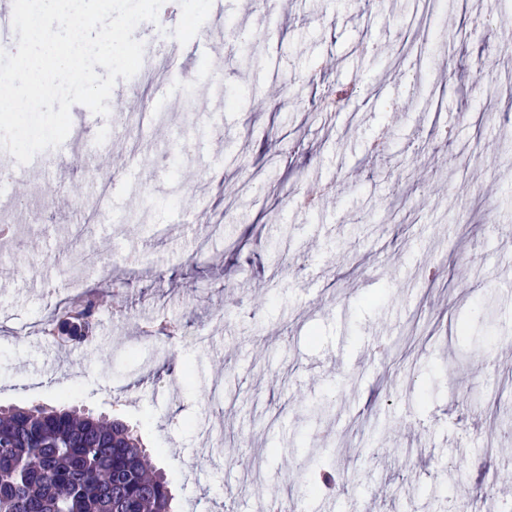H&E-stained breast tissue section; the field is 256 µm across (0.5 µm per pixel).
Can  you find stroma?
<instances>
[{"mask_svg":"<svg viewBox=\"0 0 512 512\" xmlns=\"http://www.w3.org/2000/svg\"><path fill=\"white\" fill-rule=\"evenodd\" d=\"M138 29L139 85L193 83L112 173L140 175L120 215L82 160L40 152L0 257V407L123 419L176 512H256L309 455L337 462L319 512H494L512 501V0H179ZM188 30L168 62L171 33ZM486 57L482 71L474 62ZM233 82H225V73ZM340 88L350 96L328 102ZM397 110H390V103ZM224 122L211 125L207 111ZM333 189L301 205L316 183ZM121 263H114V256ZM81 286L109 297L93 341L48 342ZM179 320L186 334L143 327ZM196 372L184 379L181 367ZM326 402L321 425L304 407Z\"/></svg>","mask_w":512,"mask_h":512,"instance_id":"stroma-1","label":"stroma"}]
</instances>
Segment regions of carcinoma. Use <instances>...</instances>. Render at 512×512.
<instances>
[{
  "instance_id": "carcinoma-1",
  "label": "carcinoma",
  "mask_w": 512,
  "mask_h": 512,
  "mask_svg": "<svg viewBox=\"0 0 512 512\" xmlns=\"http://www.w3.org/2000/svg\"><path fill=\"white\" fill-rule=\"evenodd\" d=\"M102 299L83 294L47 320V334L58 319L77 313L91 336ZM46 408H0V512H174L173 494L137 436L119 419L95 417L66 402ZM336 464L313 462L305 490L318 495L335 480Z\"/></svg>"
}]
</instances>
